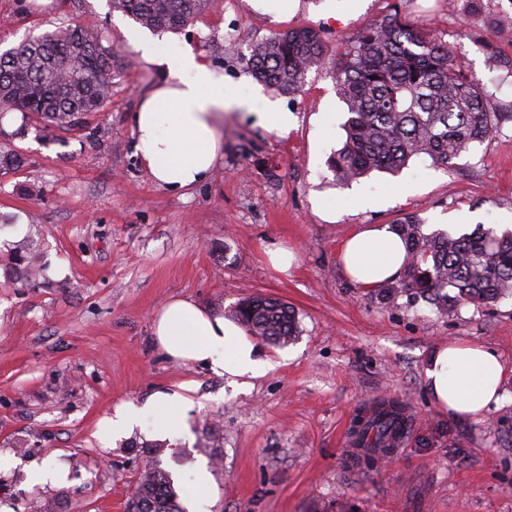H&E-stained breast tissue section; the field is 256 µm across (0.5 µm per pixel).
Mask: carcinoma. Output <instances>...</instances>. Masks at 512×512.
I'll return each instance as SVG.
<instances>
[{
    "mask_svg": "<svg viewBox=\"0 0 512 512\" xmlns=\"http://www.w3.org/2000/svg\"><path fill=\"white\" fill-rule=\"evenodd\" d=\"M109 2L113 10L153 31L180 30L205 5V0ZM115 58L93 25L63 23L28 35L0 53V115L18 111L65 134L79 131L87 117L112 103ZM327 59L348 111L345 141L328 160L341 184L374 170L398 172L421 155L452 167L470 146L512 120L511 112L489 111L480 79L396 3L332 49L310 26L274 33L251 46L248 66L259 82L294 94L302 90L308 72ZM392 230L403 240L405 256L399 279L377 288L386 303L422 300L449 317L462 304L481 309L512 295V230L499 233L478 224L458 235L425 233L415 217L392 225ZM41 247V240L32 237L0 251V270L23 287L36 286ZM235 314L253 335L277 346L298 336L295 310L277 298H246ZM406 425L400 403H373L353 427V445L361 452L352 464L374 465ZM178 499L170 474L151 464L140 472L128 508L186 512Z\"/></svg>",
    "mask_w": 512,
    "mask_h": 512,
    "instance_id": "obj_1",
    "label": "carcinoma"
}]
</instances>
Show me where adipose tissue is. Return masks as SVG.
Here are the masks:
<instances>
[{"label":"adipose tissue","instance_id":"adipose-tissue-1","mask_svg":"<svg viewBox=\"0 0 512 512\" xmlns=\"http://www.w3.org/2000/svg\"><path fill=\"white\" fill-rule=\"evenodd\" d=\"M127 39L144 62L165 73L132 114L136 154L156 184L183 192L209 177L223 155L219 125L225 109L254 107L258 101L225 86L223 77L189 48L134 31ZM404 255L401 238L379 224L356 229L340 250L346 275L363 288L396 280ZM153 336L171 361L204 365L233 387L250 385L273 368L259 343L239 324L190 299L175 298L165 304L155 315ZM503 379L497 353L471 343L439 347L425 370L431 398L457 418L475 419L499 404ZM186 412L184 396L159 391L143 405L117 410L102 431H127L147 416L152 420L151 436L178 439L185 433Z\"/></svg>","mask_w":512,"mask_h":512}]
</instances>
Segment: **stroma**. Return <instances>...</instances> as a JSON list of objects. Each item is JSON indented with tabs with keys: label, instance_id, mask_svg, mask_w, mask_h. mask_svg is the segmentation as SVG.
Here are the masks:
<instances>
[{
	"label": "stroma",
	"instance_id": "obj_1",
	"mask_svg": "<svg viewBox=\"0 0 512 512\" xmlns=\"http://www.w3.org/2000/svg\"><path fill=\"white\" fill-rule=\"evenodd\" d=\"M392 2L299 0L277 18L248 0H209L170 38L248 89L254 43L307 25L332 44ZM406 10L482 80L490 111L512 112V0H408ZM64 20L95 23L118 52L116 77L111 105L81 135L25 117L0 128V151L22 158L0 170V215L18 223L7 241L39 234L49 281L24 288L0 276V512H43L48 502L56 512H123L148 464L187 476L208 467L209 512H512V297L449 318L423 302L389 306L349 282L339 259L362 224L415 216L431 230L465 212L512 226V121L453 168L418 157L343 187L328 158L343 143L347 107L325 65L298 94L260 88L291 112L287 132L268 130L251 108L226 109L222 161L175 195L136 156L131 124L162 72L128 44L134 23L108 0H0V51ZM358 194L375 205L358 206ZM324 198L336 200L335 218L321 216ZM279 246L297 256L285 273L268 260ZM256 295L292 306L299 336L264 344L274 367L252 387L155 347L153 316L171 298L231 319ZM453 342L491 348L504 366L501 403L476 419L453 417L426 390L431 354ZM164 389L189 401L188 439H100L118 406ZM378 399L406 403L409 439L391 461L360 470L349 428ZM48 463L65 481L35 480Z\"/></svg>",
	"mask_w": 512,
	"mask_h": 512
}]
</instances>
